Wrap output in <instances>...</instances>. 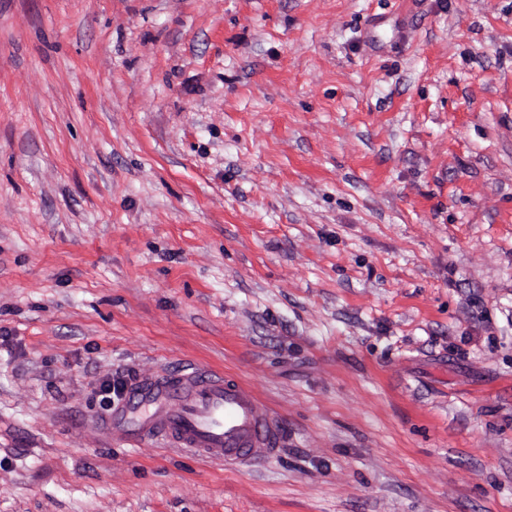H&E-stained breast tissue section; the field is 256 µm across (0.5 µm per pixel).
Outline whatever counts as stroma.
Masks as SVG:
<instances>
[{
  "label": "stroma",
  "mask_w": 512,
  "mask_h": 512,
  "mask_svg": "<svg viewBox=\"0 0 512 512\" xmlns=\"http://www.w3.org/2000/svg\"><path fill=\"white\" fill-rule=\"evenodd\" d=\"M0 512H512V0H0ZM112 432L157 437L207 459L250 462L275 454L281 429L261 414L253 392L209 368L193 367L140 379L106 417Z\"/></svg>",
  "instance_id": "obj_1"
}]
</instances>
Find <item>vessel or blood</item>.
I'll use <instances>...</instances> for the list:
<instances>
[{"label":"vessel or blood","mask_w":512,"mask_h":512,"mask_svg":"<svg viewBox=\"0 0 512 512\" xmlns=\"http://www.w3.org/2000/svg\"><path fill=\"white\" fill-rule=\"evenodd\" d=\"M106 421L117 433L157 437L233 463L250 462L259 452L274 455L281 440L277 419L260 413L249 388L198 366L136 381Z\"/></svg>","instance_id":"b4317fda"}]
</instances>
